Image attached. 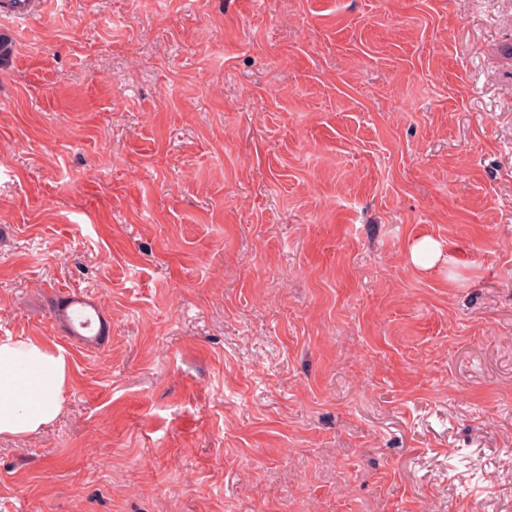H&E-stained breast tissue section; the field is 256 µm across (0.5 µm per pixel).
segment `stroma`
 Listing matches in <instances>:
<instances>
[{
  "mask_svg": "<svg viewBox=\"0 0 512 512\" xmlns=\"http://www.w3.org/2000/svg\"><path fill=\"white\" fill-rule=\"evenodd\" d=\"M0 33V339L72 366L0 512H512V0ZM440 248L436 242L423 240L415 244L411 251V258L415 264L429 267L440 256Z\"/></svg>",
  "mask_w": 512,
  "mask_h": 512,
  "instance_id": "obj_1",
  "label": "stroma"
}]
</instances>
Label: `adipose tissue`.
Instances as JSON below:
<instances>
[{"label": "adipose tissue", "mask_w": 512, "mask_h": 512, "mask_svg": "<svg viewBox=\"0 0 512 512\" xmlns=\"http://www.w3.org/2000/svg\"><path fill=\"white\" fill-rule=\"evenodd\" d=\"M72 367L66 351L39 336L0 340V437L24 438L61 415Z\"/></svg>", "instance_id": "ef3b65f1"}]
</instances>
